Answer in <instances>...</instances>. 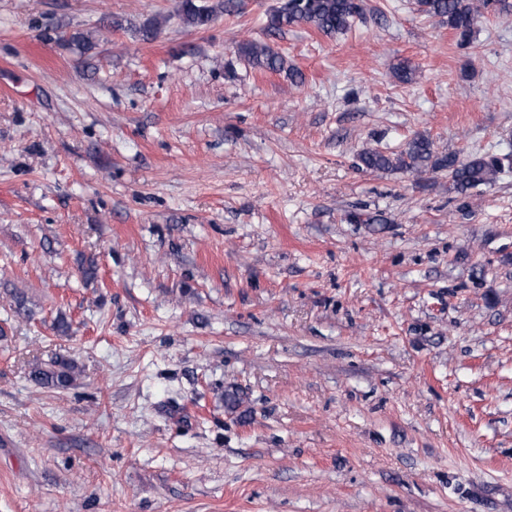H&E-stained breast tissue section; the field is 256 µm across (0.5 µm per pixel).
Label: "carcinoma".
Listing matches in <instances>:
<instances>
[{
  "mask_svg": "<svg viewBox=\"0 0 512 512\" xmlns=\"http://www.w3.org/2000/svg\"><path fill=\"white\" fill-rule=\"evenodd\" d=\"M417 10L448 24L456 32L458 44H470L475 27L487 16L512 14V0H416ZM238 11L237 0H180L178 17L183 24L198 29L209 27L219 16ZM366 19L363 0H285L267 16L266 34L275 37L295 26H309L319 33L334 37L349 31L358 20ZM237 56L249 67L262 72H288L284 56L264 40H248L236 47ZM359 165L367 170L392 172L398 170L422 174L448 172V192L454 194L461 210L469 209V191L478 186L492 185L505 163L512 156H473L462 160L455 153L439 155L432 142L417 135L399 153H385L365 147L357 155ZM29 376L35 383L56 389H66L75 380V364L65 359L49 363H34Z\"/></svg>",
  "mask_w": 512,
  "mask_h": 512,
  "instance_id": "cac0c4a2",
  "label": "carcinoma"
}]
</instances>
